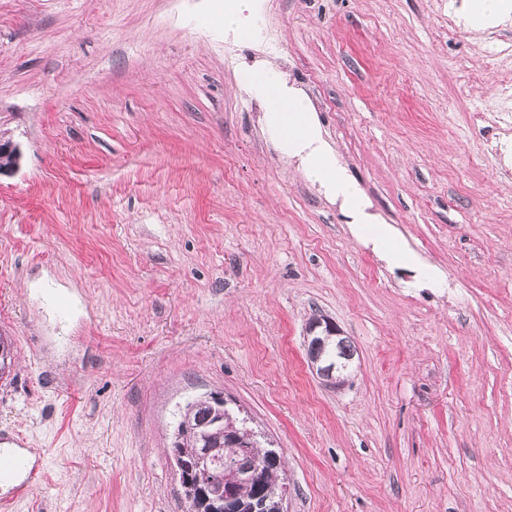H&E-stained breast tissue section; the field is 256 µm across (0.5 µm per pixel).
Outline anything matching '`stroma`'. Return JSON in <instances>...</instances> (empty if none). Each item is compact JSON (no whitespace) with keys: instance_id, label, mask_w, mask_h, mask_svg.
Here are the masks:
<instances>
[{"instance_id":"obj_1","label":"stroma","mask_w":512,"mask_h":512,"mask_svg":"<svg viewBox=\"0 0 512 512\" xmlns=\"http://www.w3.org/2000/svg\"><path fill=\"white\" fill-rule=\"evenodd\" d=\"M453 0H0V448L11 512H183L180 405L221 392L286 512H512V13ZM307 100L393 266L264 122ZM336 322L346 383L308 365ZM232 1V2H227ZM222 5L221 18L225 27H235L241 35H248V30L242 18L244 11L250 7L249 0H225ZM464 25L469 29H481L503 14L512 12L510 0H462L459 8ZM307 334L315 338V340L324 343L333 336L341 337L340 328L328 317H320L314 320L306 327Z\"/></svg>"}]
</instances>
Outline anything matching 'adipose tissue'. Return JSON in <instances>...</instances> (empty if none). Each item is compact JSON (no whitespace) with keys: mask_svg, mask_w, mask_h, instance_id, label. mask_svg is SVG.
Here are the masks:
<instances>
[{"mask_svg":"<svg viewBox=\"0 0 512 512\" xmlns=\"http://www.w3.org/2000/svg\"><path fill=\"white\" fill-rule=\"evenodd\" d=\"M261 86L270 104L269 125L277 133L289 155L300 157L307 173L335 198L355 218L362 220L363 206L357 188L341 173L339 164L322 140L313 113L305 101L296 95L283 96L264 76L252 78Z\"/></svg>","mask_w":512,"mask_h":512,"instance_id":"1","label":"adipose tissue"}]
</instances>
